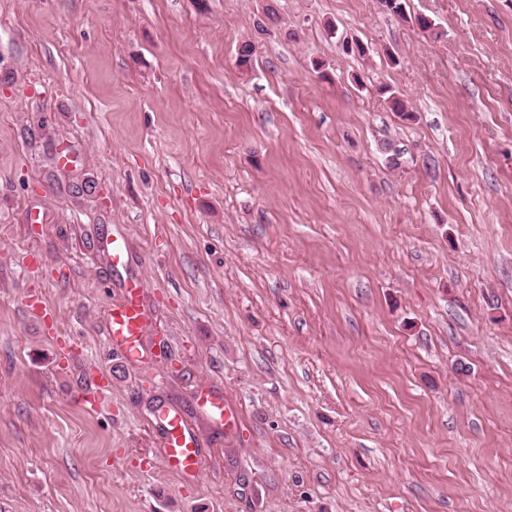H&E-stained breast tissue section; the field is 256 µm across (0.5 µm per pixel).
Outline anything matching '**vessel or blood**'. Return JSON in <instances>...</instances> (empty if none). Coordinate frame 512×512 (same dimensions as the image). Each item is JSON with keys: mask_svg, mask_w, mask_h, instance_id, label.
Instances as JSON below:
<instances>
[{"mask_svg": "<svg viewBox=\"0 0 512 512\" xmlns=\"http://www.w3.org/2000/svg\"><path fill=\"white\" fill-rule=\"evenodd\" d=\"M141 290L142 286L138 281L131 280L126 283L121 303L114 305L110 311L107 328L111 344L129 360L137 359L141 352V335L144 330L140 306ZM199 405L216 424L232 428L235 413L222 396H202ZM157 423L165 449L164 469L181 478L200 477L203 455L183 415L177 410L164 407L158 413Z\"/></svg>", "mask_w": 512, "mask_h": 512, "instance_id": "b4317fda", "label": "vessel or blood"}]
</instances>
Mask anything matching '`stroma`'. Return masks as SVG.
Wrapping results in <instances>:
<instances>
[{
  "label": "stroma",
  "mask_w": 512,
  "mask_h": 512,
  "mask_svg": "<svg viewBox=\"0 0 512 512\" xmlns=\"http://www.w3.org/2000/svg\"><path fill=\"white\" fill-rule=\"evenodd\" d=\"M407 12L0 0V512H512V0ZM141 290L142 286L137 280H129L125 285L123 300L110 311L107 328L109 341L128 360H136L141 354V335L144 330ZM199 405L203 411L218 425L224 424V429L230 430L235 421V413L224 398L220 395L208 394L199 398ZM157 423L165 448L164 470L180 478H200L203 455L183 415L175 409L163 406L159 410Z\"/></svg>",
  "instance_id": "stroma-1"
}]
</instances>
